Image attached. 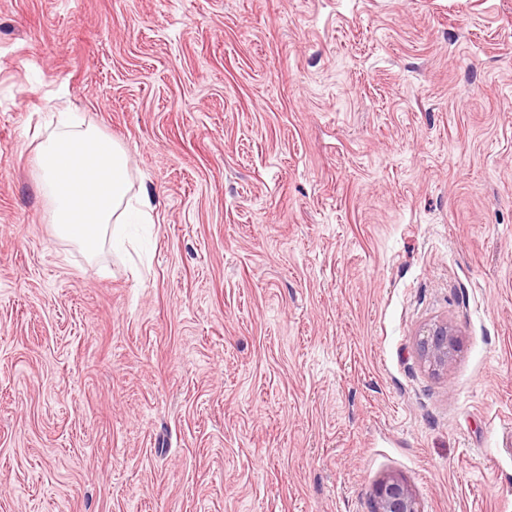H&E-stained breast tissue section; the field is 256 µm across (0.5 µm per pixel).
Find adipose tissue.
I'll use <instances>...</instances> for the list:
<instances>
[{
  "label": "adipose tissue",
  "mask_w": 512,
  "mask_h": 512,
  "mask_svg": "<svg viewBox=\"0 0 512 512\" xmlns=\"http://www.w3.org/2000/svg\"><path fill=\"white\" fill-rule=\"evenodd\" d=\"M37 156L57 236L88 257H97L108 243L122 247L126 225L151 223L150 190H133L123 145L75 113H61L40 140Z\"/></svg>",
  "instance_id": "1"
}]
</instances>
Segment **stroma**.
<instances>
[{
    "mask_svg": "<svg viewBox=\"0 0 512 512\" xmlns=\"http://www.w3.org/2000/svg\"><path fill=\"white\" fill-rule=\"evenodd\" d=\"M65 108L155 196L141 275L54 232ZM387 474L512 512V0H0V512H369ZM417 344L420 357L429 370L448 368L460 348V337L448 322L438 321L422 330Z\"/></svg>",
    "mask_w": 512,
    "mask_h": 512,
    "instance_id": "obj_1",
    "label": "stroma"
}]
</instances>
